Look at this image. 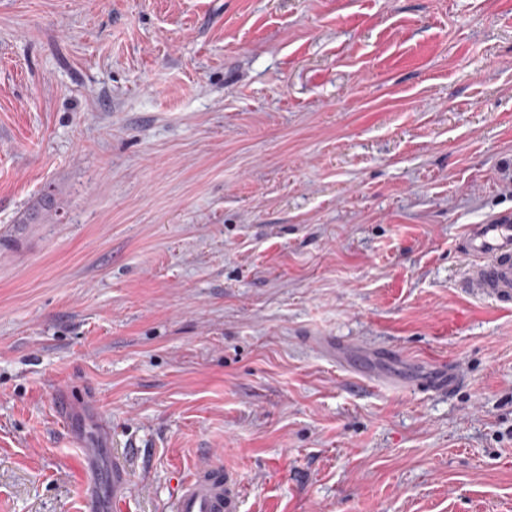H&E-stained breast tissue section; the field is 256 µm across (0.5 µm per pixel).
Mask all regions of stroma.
Here are the masks:
<instances>
[{
  "label": "stroma",
  "instance_id": "stroma-1",
  "mask_svg": "<svg viewBox=\"0 0 512 512\" xmlns=\"http://www.w3.org/2000/svg\"><path fill=\"white\" fill-rule=\"evenodd\" d=\"M503 213L512 0H0V512H512ZM60 209V203L52 191L43 194L37 203L29 208L20 218L24 224H40L47 217L52 216ZM460 246L475 262L468 270L466 288L508 308L512 304V216L468 225ZM240 488L235 475L219 466L196 468L181 482L174 512H239Z\"/></svg>",
  "mask_w": 512,
  "mask_h": 512
}]
</instances>
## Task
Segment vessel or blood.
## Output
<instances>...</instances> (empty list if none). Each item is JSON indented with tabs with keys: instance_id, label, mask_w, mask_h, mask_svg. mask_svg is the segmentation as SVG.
<instances>
[{
	"instance_id": "b4317fda",
	"label": "vessel or blood",
	"mask_w": 512,
	"mask_h": 512,
	"mask_svg": "<svg viewBox=\"0 0 512 512\" xmlns=\"http://www.w3.org/2000/svg\"><path fill=\"white\" fill-rule=\"evenodd\" d=\"M473 260L465 286L500 307L512 306V216L468 225L460 243ZM235 475L219 466L196 468L181 482L174 512H239Z\"/></svg>"
}]
</instances>
